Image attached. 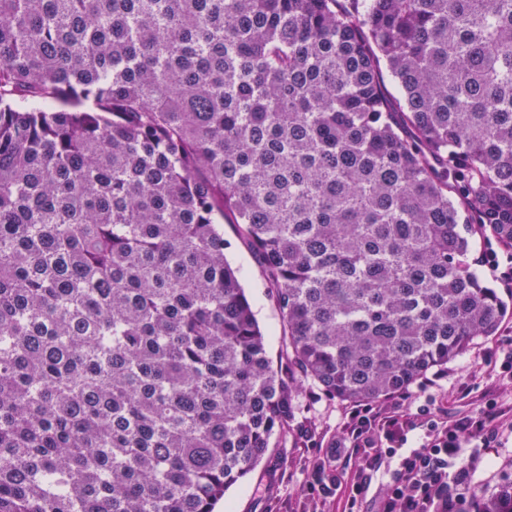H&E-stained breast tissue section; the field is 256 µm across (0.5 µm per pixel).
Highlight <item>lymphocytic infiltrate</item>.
Instances as JSON below:
<instances>
[{
	"label": "lymphocytic infiltrate",
	"instance_id": "f902f5d3",
	"mask_svg": "<svg viewBox=\"0 0 512 512\" xmlns=\"http://www.w3.org/2000/svg\"><path fill=\"white\" fill-rule=\"evenodd\" d=\"M411 394L397 400L358 406L332 449L315 456L306 483L305 512H322L335 501L336 512H358L357 506L384 459L400 456L384 494L370 512H466L470 472L459 463L466 448H487L512 437V413L490 402L474 414L455 416L418 405L408 411ZM423 429L425 441L409 454L401 449L409 432ZM353 449L354 465L342 462Z\"/></svg>",
	"mask_w": 512,
	"mask_h": 512
}]
</instances>
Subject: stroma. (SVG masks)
<instances>
[{
	"label": "stroma",
	"mask_w": 512,
	"mask_h": 512,
	"mask_svg": "<svg viewBox=\"0 0 512 512\" xmlns=\"http://www.w3.org/2000/svg\"><path fill=\"white\" fill-rule=\"evenodd\" d=\"M224 237L230 247L226 256L239 270V280L267 338L270 354L280 349V314L268 294L261 266L251 247L241 240L232 225H225ZM512 349V318L506 319L497 336L480 341L448 366L432 371L411 387L417 402L432 399L449 414H467L482 409L497 398L499 366L505 351ZM304 411L297 425L312 429L316 444L299 441L269 449L265 458L240 482L231 487L217 512H303L304 485L309 463L318 455L320 444L350 422L351 405L304 392ZM470 465V490L482 494L512 480V440L476 451Z\"/></svg>",
	"instance_id": "1"
}]
</instances>
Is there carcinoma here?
<instances>
[{
  "mask_svg": "<svg viewBox=\"0 0 512 512\" xmlns=\"http://www.w3.org/2000/svg\"><path fill=\"white\" fill-rule=\"evenodd\" d=\"M477 241L512 251V0H0V512H215L303 386L496 335ZM224 238L230 247L226 256L233 267L239 269V280L252 302L253 309L267 338L270 354L276 357L280 349V314L268 294L261 266L252 252V248L241 240L231 224L224 223Z\"/></svg>",
  "mask_w": 512,
  "mask_h": 512,
  "instance_id": "cac0c4a2",
  "label": "carcinoma"
}]
</instances>
